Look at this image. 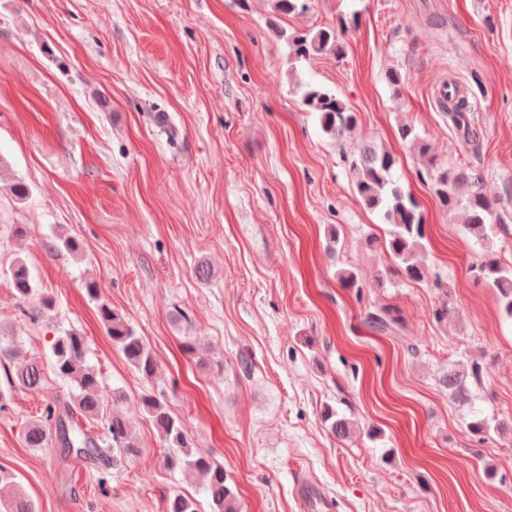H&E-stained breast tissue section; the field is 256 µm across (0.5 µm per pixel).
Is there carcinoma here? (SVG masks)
I'll return each instance as SVG.
<instances>
[{
	"instance_id": "1",
	"label": "carcinoma",
	"mask_w": 512,
	"mask_h": 512,
	"mask_svg": "<svg viewBox=\"0 0 512 512\" xmlns=\"http://www.w3.org/2000/svg\"><path fill=\"white\" fill-rule=\"evenodd\" d=\"M311 0H274L276 12L284 15L309 10ZM346 28L322 27L317 30L295 32L288 38L290 55L296 61L310 60L321 55L340 58L344 55ZM304 104L319 114L322 130L338 139L351 136L357 126V118L335 95L320 88L306 91ZM444 114L456 130L469 133V105L464 97H448L441 104ZM398 135L418 147L423 155L429 145L407 123L398 126ZM349 167L355 195L362 205L379 212L385 224L390 226L386 237L371 238V243L399 261L398 273L406 280L421 281L426 267L423 256L425 218L413 197L406 193L393 179L394 157L371 146H362L345 158ZM470 182L469 174L463 170L450 173L437 169L434 175L435 194L447 211H465V226L476 236L483 238L497 223L491 203L475 188L467 196L456 193L457 187ZM474 281L484 283L498 291L504 316L512 320V266H501L494 262L472 267ZM9 280L16 298L28 302L36 293L33 278L27 264L16 259L9 269ZM98 313L113 344L123 353L131 367L144 379H151L157 371V362L143 337L137 335L128 322L112 308L101 303ZM372 328L389 335L400 326L399 313L393 306H384L367 315ZM8 359L14 366L9 375L10 389L0 388V410L10 400L12 390L38 389L44 381L43 367L36 359L28 358L21 337L16 330L0 327V359ZM49 364L58 379L74 387L69 400L48 403L37 418L26 422L23 439L29 448H46L50 443L60 445L62 452L86 461L100 464L99 483L105 484L104 474L121 462L139 453L133 442L128 421L116 410L124 399V393L106 385L103 376L87 361L86 340L74 330H65L53 337L48 355ZM477 380L480 367L472 365L469 375L450 372L443 384L452 395L466 399L467 377ZM142 404L148 417L156 427L168 453L165 462L190 478L202 475L206 478L204 493L209 500L211 512H240L237 495L228 484L224 466L210 456L192 448L182 421L172 415L158 397L151 393L142 396ZM325 421L330 432L338 439L350 435L351 422L336 417V412L325 410ZM0 503L5 512H36L34 503L21 491L15 477L0 470ZM166 512H201L198 501L191 495L177 494L168 499Z\"/></svg>"
}]
</instances>
